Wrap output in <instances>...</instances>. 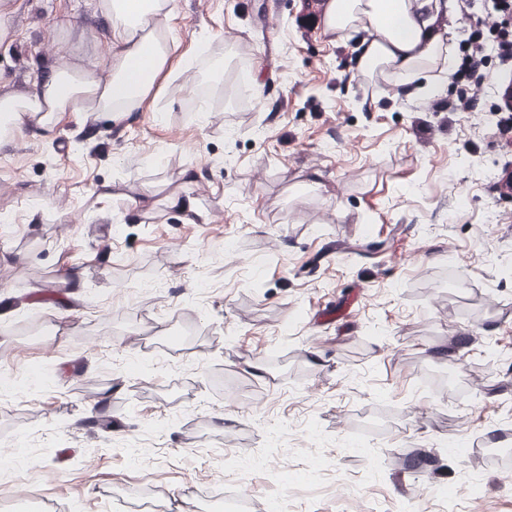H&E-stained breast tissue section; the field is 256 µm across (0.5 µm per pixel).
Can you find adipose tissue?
<instances>
[{
	"label": "adipose tissue",
	"instance_id": "1",
	"mask_svg": "<svg viewBox=\"0 0 512 512\" xmlns=\"http://www.w3.org/2000/svg\"><path fill=\"white\" fill-rule=\"evenodd\" d=\"M111 24L112 51L101 80L73 65L56 70L31 93L0 95V143L24 125L50 129L66 113L100 112L113 121L155 101L179 73L194 68L202 47L174 53L172 0H97ZM324 23L360 29L359 68H384L395 79L419 78L439 56L446 0H326Z\"/></svg>",
	"mask_w": 512,
	"mask_h": 512
}]
</instances>
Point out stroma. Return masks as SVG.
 Segmentation results:
<instances>
[{"label": "stroma", "mask_w": 512, "mask_h": 512, "mask_svg": "<svg viewBox=\"0 0 512 512\" xmlns=\"http://www.w3.org/2000/svg\"><path fill=\"white\" fill-rule=\"evenodd\" d=\"M11 3L0 93L106 78L96 0ZM308 3L173 0L205 52L154 107L0 144V512H512L496 97L470 134L453 74L362 75ZM216 58L240 93L198 94Z\"/></svg>", "instance_id": "1"}]
</instances>
